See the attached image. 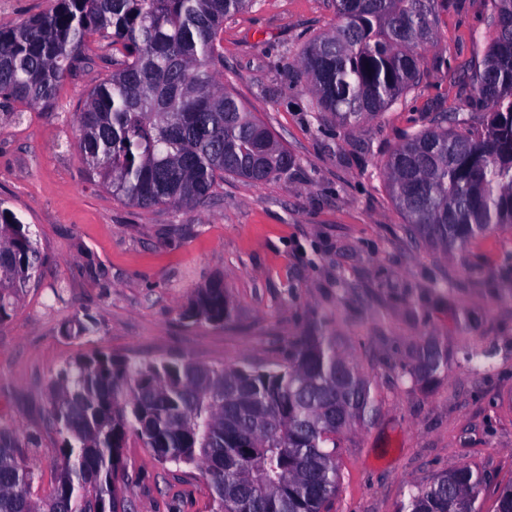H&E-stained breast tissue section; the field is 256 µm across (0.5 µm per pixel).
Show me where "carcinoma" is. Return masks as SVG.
I'll return each instance as SVG.
<instances>
[{
	"instance_id": "obj_1",
	"label": "carcinoma",
	"mask_w": 512,
	"mask_h": 512,
	"mask_svg": "<svg viewBox=\"0 0 512 512\" xmlns=\"http://www.w3.org/2000/svg\"><path fill=\"white\" fill-rule=\"evenodd\" d=\"M255 0H54L46 13L0 27V96L49 107L97 34L121 55L77 114L85 175L139 208L206 205L224 176L251 183L288 172L291 153L224 87V19ZM494 36L470 74L481 117L444 112L405 136L384 163L415 239L448 256L512 224V0H485ZM336 25L297 60L314 105L341 125L374 119L418 85L420 50L438 41L439 0H335ZM42 255L29 228L0 205V325L11 320ZM220 281L195 290L182 317L230 316ZM87 314L67 334L94 336ZM448 350L428 339L401 378L434 382ZM61 437L55 480L33 498L35 467L0 424V512H126L122 448L136 435L162 464L196 466L212 512H327L336 496V434L373 415L369 381L321 328L288 342L266 367L190 359L79 355L47 393ZM486 475L467 465L414 486L398 512H481Z\"/></svg>"
}]
</instances>
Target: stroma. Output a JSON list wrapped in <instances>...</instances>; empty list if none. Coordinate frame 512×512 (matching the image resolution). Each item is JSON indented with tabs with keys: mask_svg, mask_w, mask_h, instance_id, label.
Masks as SVG:
<instances>
[{
	"mask_svg": "<svg viewBox=\"0 0 512 512\" xmlns=\"http://www.w3.org/2000/svg\"><path fill=\"white\" fill-rule=\"evenodd\" d=\"M335 21L332 0H258L225 20L224 82L295 164L262 184L225 177L203 207L141 209L86 179L75 114L112 69L98 36L52 107L0 100V202L29 224L45 258L0 325V423L40 438L34 496L54 482L61 439L46 420L47 389L67 361L104 351L263 366L316 326L335 336L378 405L336 437L330 512H398L411 486L457 465L490 476L488 506L512 481V229L442 256L409 235L382 167L433 113L467 111L475 45L493 34L484 0H448L419 84L356 126L313 111L297 77L307 42ZM214 280L230 320H181L195 289ZM86 313L98 334L67 337ZM430 337L448 346L447 374L430 387L401 380L408 352ZM123 461L128 512H211L200 469L161 466L135 437Z\"/></svg>",
	"mask_w": 512,
	"mask_h": 512,
	"instance_id": "stroma-1",
	"label": "stroma"
}]
</instances>
